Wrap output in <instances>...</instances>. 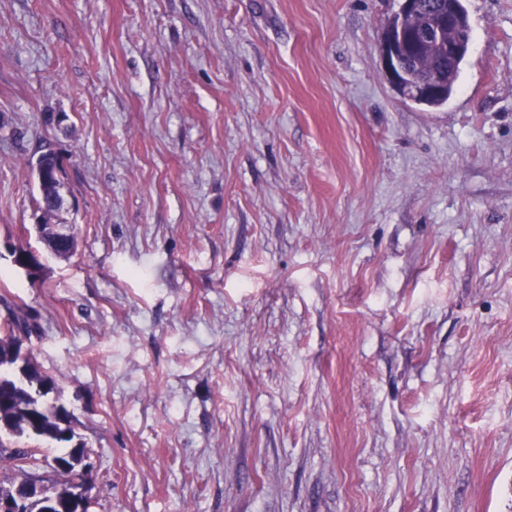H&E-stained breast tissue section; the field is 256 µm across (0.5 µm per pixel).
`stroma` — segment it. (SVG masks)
I'll use <instances>...</instances> for the list:
<instances>
[{
  "instance_id": "stroma-1",
  "label": "stroma",
  "mask_w": 512,
  "mask_h": 512,
  "mask_svg": "<svg viewBox=\"0 0 512 512\" xmlns=\"http://www.w3.org/2000/svg\"><path fill=\"white\" fill-rule=\"evenodd\" d=\"M436 109L399 0H0V321L94 512H512V0ZM69 257L37 280L44 148ZM14 266L24 274L27 279H34L42 267V254L22 252L15 248L12 252Z\"/></svg>"
}]
</instances>
